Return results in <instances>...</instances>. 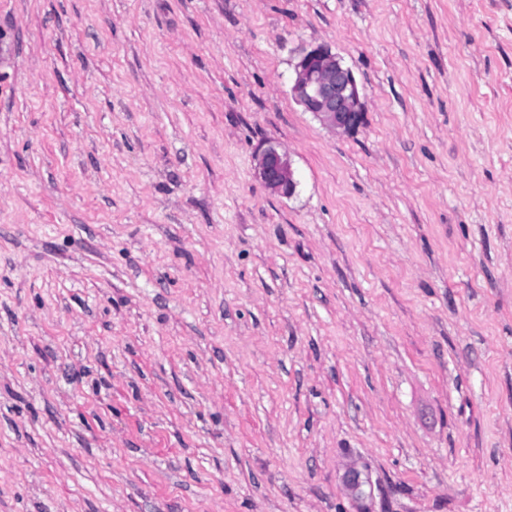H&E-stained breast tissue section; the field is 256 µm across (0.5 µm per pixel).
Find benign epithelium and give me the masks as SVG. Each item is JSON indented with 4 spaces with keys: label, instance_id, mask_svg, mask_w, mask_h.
Wrapping results in <instances>:
<instances>
[{
    "label": "benign epithelium",
    "instance_id": "obj_1",
    "mask_svg": "<svg viewBox=\"0 0 512 512\" xmlns=\"http://www.w3.org/2000/svg\"><path fill=\"white\" fill-rule=\"evenodd\" d=\"M289 93L303 111L339 134L357 130L364 119L361 89L351 67L324 44L300 47L295 52ZM257 176L270 193L291 197L298 186L296 171L287 152L274 141L257 156ZM343 482L353 500L362 502L373 495L368 474L357 468L346 471Z\"/></svg>",
    "mask_w": 512,
    "mask_h": 512
}]
</instances>
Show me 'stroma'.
Here are the masks:
<instances>
[{"instance_id": "35a3bbf8", "label": "stroma", "mask_w": 512, "mask_h": 512, "mask_svg": "<svg viewBox=\"0 0 512 512\" xmlns=\"http://www.w3.org/2000/svg\"><path fill=\"white\" fill-rule=\"evenodd\" d=\"M0 512H512V0H0ZM289 93L304 112L339 134L357 130L364 119L361 89L351 67L324 44L295 52ZM257 176L271 194L291 197L298 186L296 171L287 152L275 141H269L257 156ZM343 482L354 501L363 502L373 495V483L368 474L357 468L346 471Z\"/></svg>"}]
</instances>
